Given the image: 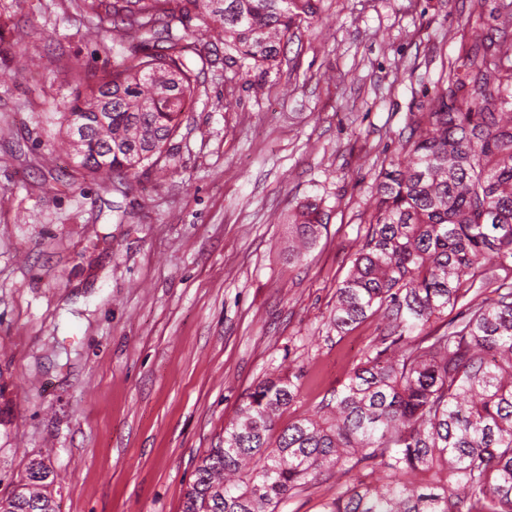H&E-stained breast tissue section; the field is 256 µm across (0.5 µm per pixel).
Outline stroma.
Instances as JSON below:
<instances>
[{
    "label": "stroma",
    "mask_w": 512,
    "mask_h": 512,
    "mask_svg": "<svg viewBox=\"0 0 512 512\" xmlns=\"http://www.w3.org/2000/svg\"><path fill=\"white\" fill-rule=\"evenodd\" d=\"M493 0H319L269 73L198 36L160 166L101 186L50 152L57 106L112 62L66 0H0V498L31 461L60 512H181L198 458L272 375L315 414L377 343L330 323L375 175ZM318 199L303 266L287 220Z\"/></svg>",
    "instance_id": "35a3bbf8"
}]
</instances>
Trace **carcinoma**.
<instances>
[{
	"label": "carcinoma",
	"instance_id": "obj_1",
	"mask_svg": "<svg viewBox=\"0 0 512 512\" xmlns=\"http://www.w3.org/2000/svg\"><path fill=\"white\" fill-rule=\"evenodd\" d=\"M67 2L118 56L59 111L93 181L134 178L167 152L194 92L192 20L220 29L232 64L267 73L316 14L315 0ZM511 20L512 0L465 18L467 43L374 179L331 324L345 334L376 319L381 342L317 418L278 428L300 384L255 385L200 457L182 512H277L333 476L345 489L321 512H512V41L492 34ZM288 223L298 266L324 228L320 202ZM49 476L32 462L0 512H58Z\"/></svg>",
	"mask_w": 512,
	"mask_h": 512
}]
</instances>
